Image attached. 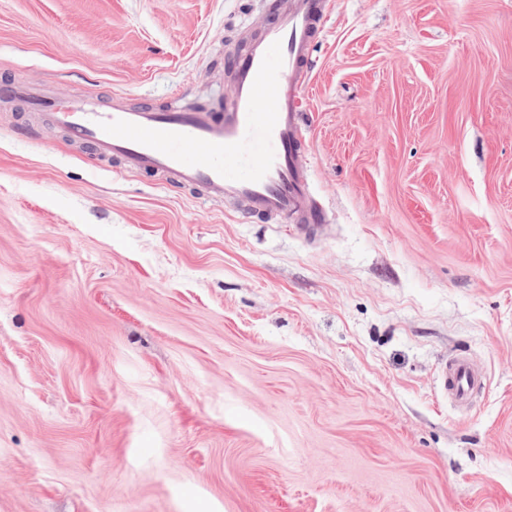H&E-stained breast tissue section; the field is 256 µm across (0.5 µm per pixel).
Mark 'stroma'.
<instances>
[{
	"label": "stroma",
	"instance_id": "stroma-1",
	"mask_svg": "<svg viewBox=\"0 0 512 512\" xmlns=\"http://www.w3.org/2000/svg\"><path fill=\"white\" fill-rule=\"evenodd\" d=\"M330 3L312 227L0 103V512H512V0ZM269 18L0 0V81L220 112ZM480 376L473 365L465 358L455 359L444 376L446 389L458 399H468L470 392L479 382Z\"/></svg>",
	"mask_w": 512,
	"mask_h": 512
}]
</instances>
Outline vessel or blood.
I'll return each mask as SVG.
<instances>
[{
    "mask_svg": "<svg viewBox=\"0 0 512 512\" xmlns=\"http://www.w3.org/2000/svg\"><path fill=\"white\" fill-rule=\"evenodd\" d=\"M329 0H280L274 21L234 60L233 90L223 115L139 107H111L81 95L60 99L41 84H0V97L45 111L71 137L120 158L124 168L167 176L208 200L242 202L249 216H316L306 167L298 100L307 51ZM192 145L201 154L189 153ZM480 376L464 358L446 369L444 385L467 400Z\"/></svg>",
    "mask_w": 512,
    "mask_h": 512,
    "instance_id": "vessel-or-blood-1",
    "label": "vessel or blood"
}]
</instances>
